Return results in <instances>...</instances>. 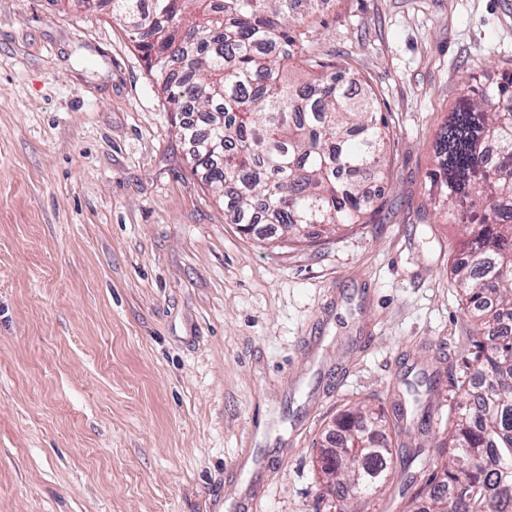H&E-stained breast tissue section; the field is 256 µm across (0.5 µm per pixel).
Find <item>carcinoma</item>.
Here are the masks:
<instances>
[{
  "instance_id": "obj_1",
  "label": "carcinoma",
  "mask_w": 512,
  "mask_h": 512,
  "mask_svg": "<svg viewBox=\"0 0 512 512\" xmlns=\"http://www.w3.org/2000/svg\"><path fill=\"white\" fill-rule=\"evenodd\" d=\"M167 102L203 123L178 127L194 172L222 195L245 234L273 224L291 245L369 224L387 178L390 131L368 84L313 54L321 0H109ZM498 149L488 167L484 147ZM442 181L430 193L465 232L452 267L473 326L457 403L438 416L448 440L410 457L381 410L363 404L336 421L337 444L318 462L336 512L361 498L379 506L388 476L402 491L392 512H512V88L468 85L436 145Z\"/></svg>"
}]
</instances>
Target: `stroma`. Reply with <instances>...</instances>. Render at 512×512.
Segmentation results:
<instances>
[{"instance_id":"1","label":"stroma","mask_w":512,"mask_h":512,"mask_svg":"<svg viewBox=\"0 0 512 512\" xmlns=\"http://www.w3.org/2000/svg\"><path fill=\"white\" fill-rule=\"evenodd\" d=\"M311 49L377 94L374 223L241 233L105 0H0V512H336L355 404L441 399L470 329L428 200L470 77L512 76V0H328Z\"/></svg>"}]
</instances>
